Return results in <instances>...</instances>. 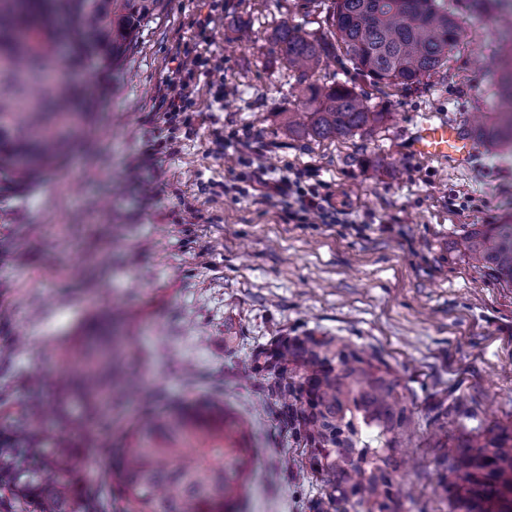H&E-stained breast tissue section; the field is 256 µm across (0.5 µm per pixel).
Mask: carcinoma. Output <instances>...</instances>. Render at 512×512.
Listing matches in <instances>:
<instances>
[{
	"mask_svg": "<svg viewBox=\"0 0 512 512\" xmlns=\"http://www.w3.org/2000/svg\"><path fill=\"white\" fill-rule=\"evenodd\" d=\"M0 0V170L34 178L64 147L53 118L95 110L90 87L46 88L47 65L59 38L49 20L71 18L65 34L66 67L88 62L119 66L137 26L162 0ZM325 6L329 35L317 37L282 23L270 36L280 58L299 71L298 84L312 105L290 112V136L346 138L381 124L386 113L366 105L351 82L321 87L310 81L323 59L340 57L376 87L411 90L443 66L457 46L461 25L447 0H305ZM495 115L471 135L492 147L512 146V71L493 92ZM464 254L512 285V224H471ZM114 334L94 330L63 354L64 373L52 392L38 391L24 407V426L0 428V500L13 512H226L248 460L238 448L239 424L224 414V401L206 396L154 410L136 422L119 446L112 468L97 478L90 497L79 493L71 435L97 448L103 415L98 404L115 398L135 374L126 352L114 353ZM290 396L297 435L307 446L334 453L317 473L336 503L357 498L365 512H393L398 496L396 449L414 429L399 397L391 367L338 339L285 340L264 358ZM375 440L378 447L370 446ZM440 486L457 512H512V430L494 426L477 434L449 436Z\"/></svg>",
	"mask_w": 512,
	"mask_h": 512,
	"instance_id": "carcinoma-1",
	"label": "carcinoma"
}]
</instances>
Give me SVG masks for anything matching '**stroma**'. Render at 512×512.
Here are the masks:
<instances>
[{
    "mask_svg": "<svg viewBox=\"0 0 512 512\" xmlns=\"http://www.w3.org/2000/svg\"><path fill=\"white\" fill-rule=\"evenodd\" d=\"M163 0L118 70L93 69L99 104L64 155L34 180L0 175V425L16 423L33 384L55 385L59 348L111 319L137 352L139 387L112 409L120 441L155 406L220 395L257 457L232 512H336L302 469L274 379L254 356L285 339L340 338L376 354L403 387L416 428L398 453L394 512H454L440 485L439 439L512 427V286L473 266L457 242L472 224H512V152L476 145L455 166L408 152L427 121L487 113L507 14L460 12L462 37L418 90L371 92L373 131L293 138L297 71L273 53L282 23L308 32L303 0ZM213 13L206 32L197 17ZM206 42L190 130L167 140L158 109L178 48ZM298 173L349 211L289 224L249 187L252 163Z\"/></svg>",
    "mask_w": 512,
    "mask_h": 512,
    "instance_id": "obj_1",
    "label": "stroma"
}]
</instances>
